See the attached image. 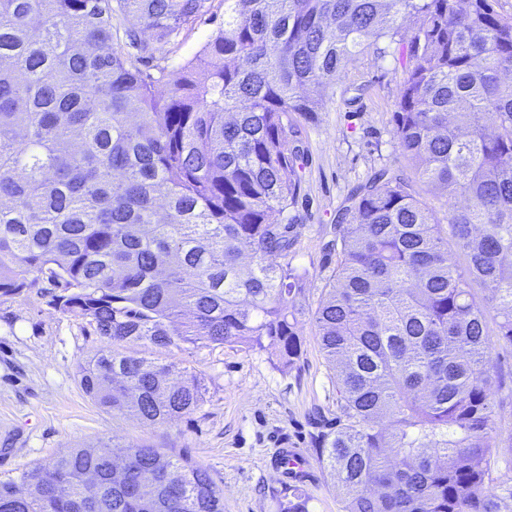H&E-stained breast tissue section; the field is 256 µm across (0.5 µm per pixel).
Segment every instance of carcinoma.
Listing matches in <instances>:
<instances>
[{"label":"carcinoma","instance_id":"cac0c4a2","mask_svg":"<svg viewBox=\"0 0 512 512\" xmlns=\"http://www.w3.org/2000/svg\"><path fill=\"white\" fill-rule=\"evenodd\" d=\"M209 2L0 0V297L57 289L50 304L102 341L83 392L150 427L205 403L175 349L272 350L292 368L296 116L386 38L411 171H374L326 243L336 266L312 320L340 415L318 461L343 512H512L491 358L512 346V18L493 0H224L179 70L137 66ZM118 13L135 21L122 45ZM309 502L294 475L278 512ZM0 512H224V497L191 460L114 441L23 467Z\"/></svg>","mask_w":512,"mask_h":512}]
</instances>
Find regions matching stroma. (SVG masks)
<instances>
[{"instance_id": "obj_1", "label": "stroma", "mask_w": 512, "mask_h": 512, "mask_svg": "<svg viewBox=\"0 0 512 512\" xmlns=\"http://www.w3.org/2000/svg\"><path fill=\"white\" fill-rule=\"evenodd\" d=\"M223 20V0H212L208 16L143 63V71L177 70ZM378 45L348 65L326 111L301 120L305 158L295 213L303 229L292 264L305 274V291L297 365L280 369L267 350L173 351V360L203 377L206 402L193 415L147 428L105 412L81 390L78 369L100 347L97 336L50 306L49 294L0 298V482L22 465H50L70 446L100 447L115 439L153 444L205 468L224 494V512H278L283 475L275 451L288 448L306 459L310 512H342L337 488L316 461L314 437L338 408L333 369L311 312L336 262L325 244L337 211L374 170L408 166L393 135L404 72L394 45L384 39ZM492 356L505 382L495 398V428L506 439L512 437V347L496 345Z\"/></svg>"}]
</instances>
